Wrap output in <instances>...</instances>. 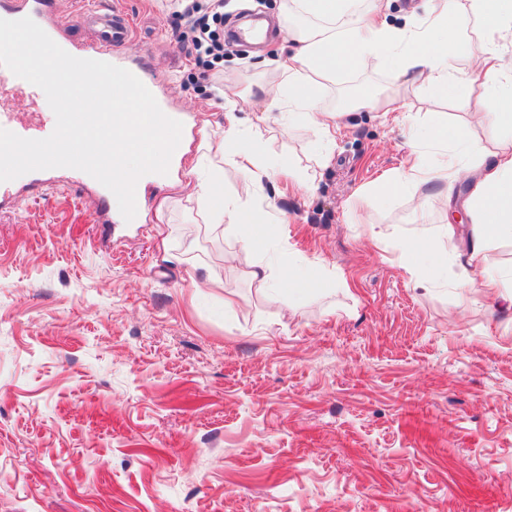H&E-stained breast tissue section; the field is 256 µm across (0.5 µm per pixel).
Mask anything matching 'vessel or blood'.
<instances>
[{"label": "vessel or blood", "mask_w": 512, "mask_h": 512, "mask_svg": "<svg viewBox=\"0 0 512 512\" xmlns=\"http://www.w3.org/2000/svg\"><path fill=\"white\" fill-rule=\"evenodd\" d=\"M0 17L32 18L54 42L65 45L67 52L75 57L105 61L122 68L127 65L123 48L131 40L132 31L129 17L122 9L84 13L83 21L94 23L96 35L92 40L70 44L63 37L66 24L56 16L51 0H0ZM0 128L24 138L42 139L47 135L46 130L26 126L10 112L0 111Z\"/></svg>", "instance_id": "b4317fda"}]
</instances>
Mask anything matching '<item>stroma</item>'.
<instances>
[{"instance_id": "stroma-1", "label": "stroma", "mask_w": 512, "mask_h": 512, "mask_svg": "<svg viewBox=\"0 0 512 512\" xmlns=\"http://www.w3.org/2000/svg\"><path fill=\"white\" fill-rule=\"evenodd\" d=\"M95 2L128 14L125 57L182 117L188 151L147 184L137 224L113 197L102 223L78 171L32 189L19 177L0 203V512H512V312L453 284L469 225L375 189L412 160L442 162V147L412 139L414 124H464L491 150L512 129L478 121L467 86L440 100L404 85L385 117L337 107L352 85L387 93L382 64L321 87L319 110L342 113L327 165L310 130L272 110L255 139L282 170L257 188L228 179L224 193L274 203L267 259L319 263L330 277L319 295L263 290L250 257L225 263L236 236L189 199L184 170L202 133L220 138L257 106L248 97L227 114L214 84L277 95L287 29L322 20L240 0L225 26L258 13L281 30L256 45L225 41L215 83L185 59V22L168 0ZM0 109L53 119L44 95L13 82ZM291 165L309 187L289 180ZM191 235L192 260L221 287L160 264L163 245L182 250ZM403 238L424 239L428 266L447 279H411Z\"/></svg>"}]
</instances>
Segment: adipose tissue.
<instances>
[{
	"instance_id": "1",
	"label": "adipose tissue",
	"mask_w": 512,
	"mask_h": 512,
	"mask_svg": "<svg viewBox=\"0 0 512 512\" xmlns=\"http://www.w3.org/2000/svg\"><path fill=\"white\" fill-rule=\"evenodd\" d=\"M291 2L307 15L340 17L346 21L339 32L292 31V46L277 61L278 70L287 80L274 107L287 109L289 117L306 121L324 147L335 143L336 115L317 108L322 81L337 72L361 68L374 61L387 63L396 82L420 83L435 96H452L464 81L478 84L481 113L512 128V72L504 70L498 52L499 41L512 37V0H469L481 36L467 41L461 38L459 0H439L428 10L421 25L406 22L399 27L390 25L375 7L355 13L353 0ZM460 50L477 60L476 73L464 75L454 68L452 60ZM270 110H255L244 126L230 122L220 146L202 140L186 175L194 195L209 201L215 223L228 224L236 234L240 252L252 256L250 276L258 287L273 290L295 283L316 291L322 281L318 267L291 259L275 265L263 260L262 252L270 236L269 213L251 207L242 197H227L222 181L204 172L206 160L217 157L231 166L236 177L254 185L277 172L278 162L261 156L249 136L250 131L268 125ZM416 134L432 142L454 139L470 160L468 169L475 183L464 204L471 223L465 257L474 271L459 280V288L512 306V272L491 273L480 266L486 241L512 237V141L491 151L458 128L433 125L417 128ZM457 173L456 159L449 158L433 170L412 166L407 172L384 178L381 186L395 193L408 192L434 182L452 183Z\"/></svg>"
}]
</instances>
